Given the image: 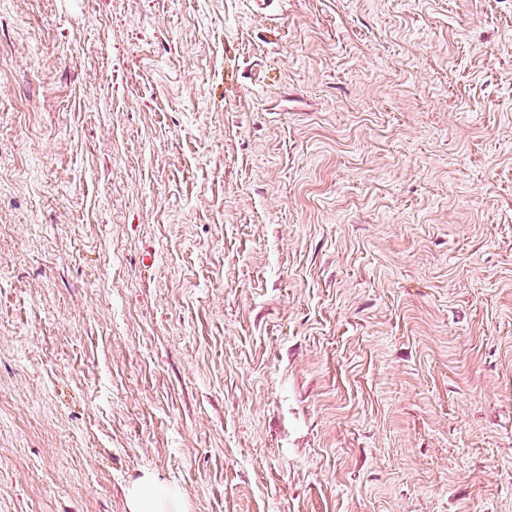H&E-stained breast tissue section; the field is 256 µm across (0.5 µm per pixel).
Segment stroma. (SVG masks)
<instances>
[{
  "instance_id": "35a3bbf8",
  "label": "stroma",
  "mask_w": 512,
  "mask_h": 512,
  "mask_svg": "<svg viewBox=\"0 0 512 512\" xmlns=\"http://www.w3.org/2000/svg\"><path fill=\"white\" fill-rule=\"evenodd\" d=\"M512 512V0H0V512ZM128 512H184L180 491L144 472L127 490Z\"/></svg>"
}]
</instances>
